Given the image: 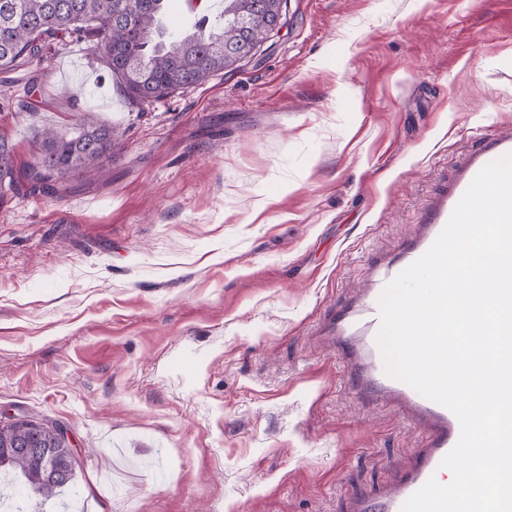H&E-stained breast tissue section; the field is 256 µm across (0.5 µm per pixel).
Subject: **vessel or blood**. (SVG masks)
<instances>
[{
    "label": "vessel or blood",
    "mask_w": 512,
    "mask_h": 512,
    "mask_svg": "<svg viewBox=\"0 0 512 512\" xmlns=\"http://www.w3.org/2000/svg\"><path fill=\"white\" fill-rule=\"evenodd\" d=\"M510 153L512 135L506 134L487 140L478 152L469 155L450 187L423 210L421 231L401 255L375 271L370 288L356 303L330 316L322 325L323 331L336 339V350L347 365L353 390L364 398L396 407L424 431V440L413 460L399 472L393 486L378 494L355 498L349 512H402L405 502L429 479L441 481L448 475L441 462L459 439V421L448 408L385 373L376 341L380 327L379 298L388 282L432 246L481 169Z\"/></svg>",
    "instance_id": "vessel-or-blood-1"
}]
</instances>
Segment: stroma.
<instances>
[{
    "label": "stroma",
    "instance_id": "obj_1",
    "mask_svg": "<svg viewBox=\"0 0 512 512\" xmlns=\"http://www.w3.org/2000/svg\"><path fill=\"white\" fill-rule=\"evenodd\" d=\"M119 151L0 199V418L60 423L43 512H346L422 432L357 397L324 320L512 131V0H284L236 71L128 100L86 43L0 71L16 170L83 113Z\"/></svg>",
    "mask_w": 512,
    "mask_h": 512
}]
</instances>
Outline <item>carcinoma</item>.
Wrapping results in <instances>:
<instances>
[{"label": "carcinoma", "mask_w": 512, "mask_h": 512, "mask_svg": "<svg viewBox=\"0 0 512 512\" xmlns=\"http://www.w3.org/2000/svg\"><path fill=\"white\" fill-rule=\"evenodd\" d=\"M168 0H0V71L17 70L44 60L47 46L66 37L89 45L110 79L135 102L165 98L199 85L218 72H233L226 52L238 61L251 58L264 40L260 21L280 24L283 0H224L217 21L201 20L184 37L167 43L158 17ZM256 15L259 24L239 26L238 18ZM112 127L86 114L70 135L41 133L40 152L23 171L34 187L55 191L73 172L89 176L116 149ZM13 147L0 138V189L15 180ZM20 471L32 491L44 498L66 487L75 476L66 449L50 429L36 427L27 417L0 427V479Z\"/></svg>", "instance_id": "cac0c4a2"}]
</instances>
